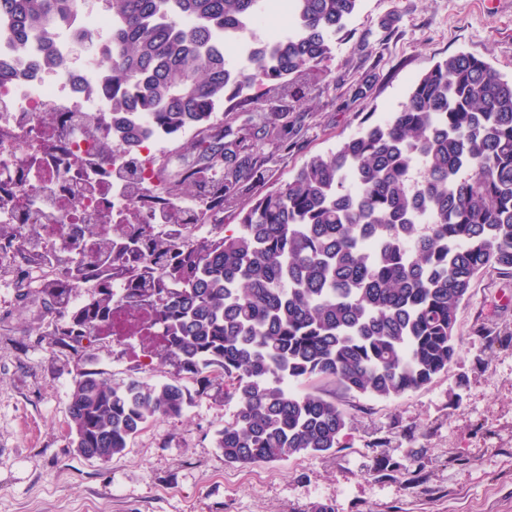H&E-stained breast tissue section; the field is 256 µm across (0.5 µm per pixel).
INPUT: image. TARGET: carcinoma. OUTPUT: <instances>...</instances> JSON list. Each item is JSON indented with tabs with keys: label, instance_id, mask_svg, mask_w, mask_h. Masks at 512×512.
I'll list each match as a JSON object with an SVG mask.
<instances>
[{
	"label": "carcinoma",
	"instance_id": "carcinoma-1",
	"mask_svg": "<svg viewBox=\"0 0 512 512\" xmlns=\"http://www.w3.org/2000/svg\"><path fill=\"white\" fill-rule=\"evenodd\" d=\"M360 0H291L292 26L271 42L247 36L243 18L262 0H101L115 25L100 64L99 95L112 113V146L134 150L155 130L206 135L190 143L199 169L223 171L214 208L238 202L234 233L153 241L157 261L131 272L125 253L145 230L112 244L99 281L128 274L129 299L166 337L160 359L174 367L150 384H114L89 368L65 403L72 443L107 461L150 422L179 416L190 380L206 394L229 383L237 405L217 431L230 464L323 454L349 425L336 402L287 384L332 378L346 390L388 399L448 371L460 348L457 312L488 269L512 277V78L459 52L436 62L405 102L307 161L288 182L253 193L270 155L288 148V113L307 104L302 78L326 63ZM78 0H0L1 30L19 49L51 34ZM240 43L236 63L214 49ZM246 115L237 129L208 133L222 107ZM174 255V263L166 261ZM75 314L81 335L56 344L91 355L112 316L110 288H90ZM220 370V376L211 369Z\"/></svg>",
	"mask_w": 512,
	"mask_h": 512
}]
</instances>
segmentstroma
<instances>
[{
  "label": "stroma",
  "mask_w": 512,
  "mask_h": 512,
  "mask_svg": "<svg viewBox=\"0 0 512 512\" xmlns=\"http://www.w3.org/2000/svg\"><path fill=\"white\" fill-rule=\"evenodd\" d=\"M458 52L512 77V0H361L328 64L343 83L290 113L298 133L256 192L385 119ZM363 83L368 96L354 98ZM10 286L0 282V512H512V278L497 270L474 280L457 313L463 343L447 373L390 399L302 383L346 413L341 448L245 466L216 446L236 409L218 387L109 461L81 456L64 406L84 357L52 346L51 322L12 309ZM482 324L494 335H478Z\"/></svg>",
  "instance_id": "35a3bbf8"
}]
</instances>
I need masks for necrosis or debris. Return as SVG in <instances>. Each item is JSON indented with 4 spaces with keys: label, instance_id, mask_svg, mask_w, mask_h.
<instances>
[{
    "label": "necrosis or debris",
    "instance_id": "obj_1",
    "mask_svg": "<svg viewBox=\"0 0 512 512\" xmlns=\"http://www.w3.org/2000/svg\"><path fill=\"white\" fill-rule=\"evenodd\" d=\"M113 25L111 16L94 0H82L80 8L63 22L54 41L55 68L37 66L39 43L18 50L0 40V59L12 61L18 76L0 88V201L19 200L17 209L0 212L1 224L15 225V232L0 234V265H6L18 286L14 297L26 303L29 292L51 278L68 301L67 308L42 309L44 319L57 331L67 328L61 311H75L85 304L80 289L52 256L62 248L80 250L89 240V227L107 232L127 222L146 226L138 259L152 257L150 235L164 215L181 210L195 238L215 235L216 218L208 201L193 195L170 199L155 190L159 162L171 144L170 137L153 134L132 153L110 149V115L98 95L100 67L74 64L76 36H83L86 50L99 48ZM137 168V185L126 192L117 187L124 161ZM41 239L48 259L35 263L28 242ZM113 347L127 349L139 368L152 369L157 353L151 341L129 339L127 331L143 323L140 309L124 305L113 312Z\"/></svg>",
    "mask_w": 512,
    "mask_h": 512
}]
</instances>
